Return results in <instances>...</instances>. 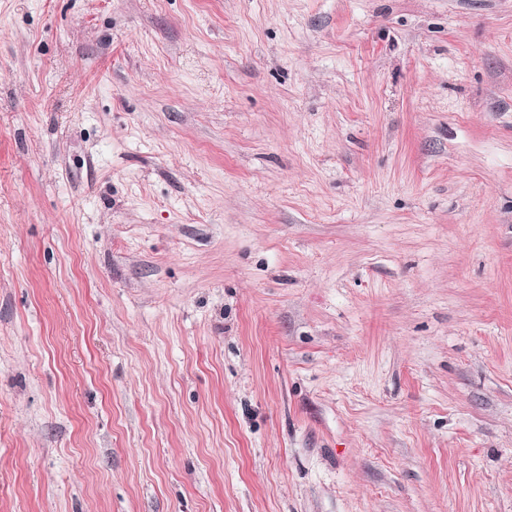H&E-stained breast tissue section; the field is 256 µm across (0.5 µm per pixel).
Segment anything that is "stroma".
Returning <instances> with one entry per match:
<instances>
[{
	"label": "stroma",
	"instance_id": "stroma-1",
	"mask_svg": "<svg viewBox=\"0 0 512 512\" xmlns=\"http://www.w3.org/2000/svg\"><path fill=\"white\" fill-rule=\"evenodd\" d=\"M0 512H512V0H0Z\"/></svg>",
	"mask_w": 512,
	"mask_h": 512
}]
</instances>
